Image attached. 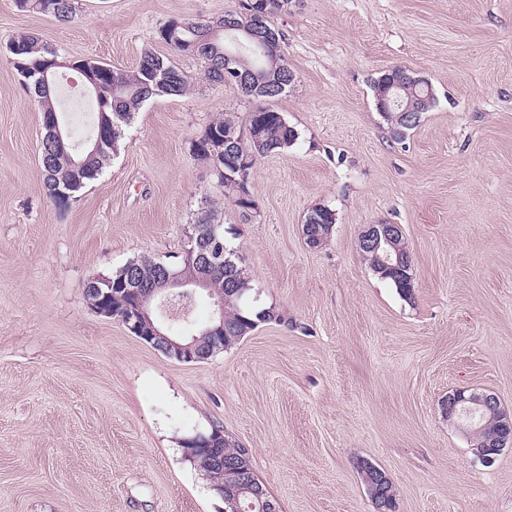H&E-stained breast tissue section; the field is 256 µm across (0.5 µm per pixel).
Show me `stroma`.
Wrapping results in <instances>:
<instances>
[{
  "label": "stroma",
  "mask_w": 512,
  "mask_h": 512,
  "mask_svg": "<svg viewBox=\"0 0 512 512\" xmlns=\"http://www.w3.org/2000/svg\"><path fill=\"white\" fill-rule=\"evenodd\" d=\"M240 3L74 0L62 25L0 0V50L31 32L64 59L129 71L149 49L192 78L185 96L145 102L60 209L42 111L0 54V512H224L183 447L215 427L281 512H375L365 461L396 512H512V451L481 464L442 409L467 387L512 413V0H289L274 25L296 80L271 106L298 139L257 163L248 217L190 143L250 103L156 37ZM395 66L436 95L400 142L371 91ZM207 205L280 318L179 363L95 313L84 288L181 252ZM317 206L336 223L313 249L301 226ZM369 224L401 225L412 298L361 256Z\"/></svg>",
  "instance_id": "35a3bbf8"
}]
</instances>
